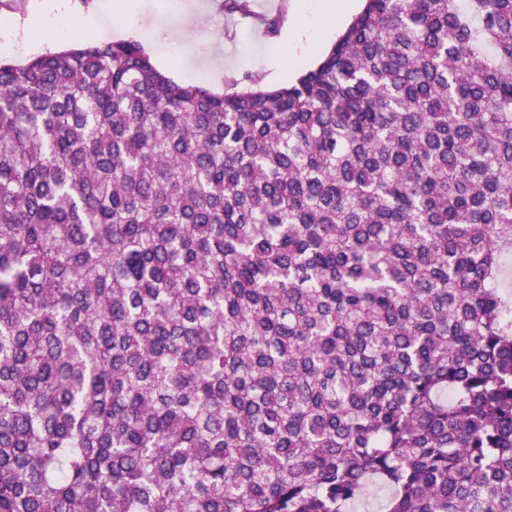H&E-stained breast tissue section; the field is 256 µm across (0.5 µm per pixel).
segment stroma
Here are the masks:
<instances>
[{
  "label": "stroma",
  "mask_w": 512,
  "mask_h": 512,
  "mask_svg": "<svg viewBox=\"0 0 512 512\" xmlns=\"http://www.w3.org/2000/svg\"><path fill=\"white\" fill-rule=\"evenodd\" d=\"M315 0H274L268 16L282 18L279 35H268L265 17L243 18L209 4L208 0H91L89 7H72L71 13L91 29L89 40H138L162 70H176L181 83L209 86L214 68L224 74L249 71L258 74L265 87L294 80L302 70L314 67L324 48L303 45L290 65H283V37L292 34L293 20L312 12ZM129 12L132 25L120 30L119 16ZM80 35L59 41V48L84 44Z\"/></svg>",
  "instance_id": "35a3bbf8"
}]
</instances>
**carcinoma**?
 Segmentation results:
<instances>
[{"label":"carcinoma","instance_id":"1","mask_svg":"<svg viewBox=\"0 0 512 512\" xmlns=\"http://www.w3.org/2000/svg\"><path fill=\"white\" fill-rule=\"evenodd\" d=\"M510 278L512 0L0 64V512H512Z\"/></svg>","mask_w":512,"mask_h":512}]
</instances>
